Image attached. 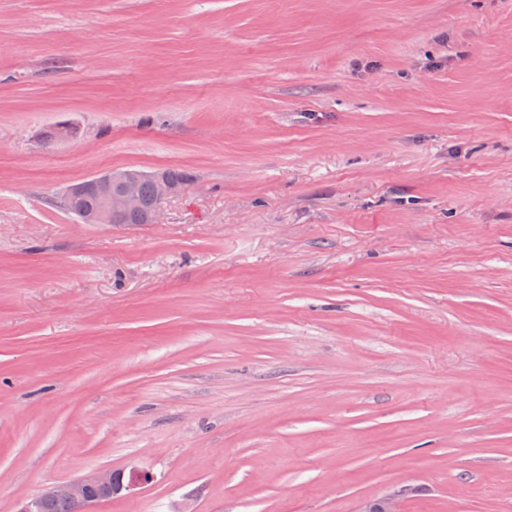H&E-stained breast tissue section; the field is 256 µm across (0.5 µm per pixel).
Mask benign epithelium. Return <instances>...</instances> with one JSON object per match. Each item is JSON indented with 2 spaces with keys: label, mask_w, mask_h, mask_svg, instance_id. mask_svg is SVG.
I'll return each instance as SVG.
<instances>
[{
  "label": "benign epithelium",
  "mask_w": 512,
  "mask_h": 512,
  "mask_svg": "<svg viewBox=\"0 0 512 512\" xmlns=\"http://www.w3.org/2000/svg\"><path fill=\"white\" fill-rule=\"evenodd\" d=\"M143 176L145 173L140 171L108 170L84 183L69 187L67 192L79 195L99 180L111 181L118 186V190L103 203L97 212L84 216L83 223L114 224L124 213L141 208L142 201L138 192V184ZM151 177L157 184L159 203L149 210L147 220L151 224H156L161 219L162 201L181 193L185 185L170 181L161 171L151 173ZM150 480L149 472L137 469L131 470L127 475L116 471L95 473L65 486L47 488L39 497L27 500L18 512H37L40 501L53 498H66L74 501L81 506L84 512H87L93 504L99 502L97 493L104 491L120 494ZM405 494L406 490L402 488L393 490L367 502L360 512H404L402 505Z\"/></svg>",
  "instance_id": "7a95c632"
}]
</instances>
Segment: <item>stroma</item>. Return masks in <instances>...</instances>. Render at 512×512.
<instances>
[{
    "mask_svg": "<svg viewBox=\"0 0 512 512\" xmlns=\"http://www.w3.org/2000/svg\"><path fill=\"white\" fill-rule=\"evenodd\" d=\"M118 168L193 180L72 221ZM134 468L92 512H512V0H0V512ZM166 172L167 177L176 182L188 184L193 179L192 174L184 170L168 169ZM145 175L154 178L157 184V192L152 180L143 179L140 181ZM167 177L163 171L146 174L138 170H108L87 179L84 183L69 187L67 189L69 194L79 195L94 184L85 194L76 198L70 205L64 204V206L67 213L76 222L85 214L95 212L84 216L82 223L114 224L124 213L141 208L142 201L138 192L140 181L141 196L148 204H155L158 195L159 202L149 210L147 215L148 222L156 224L161 219L163 201L180 194L185 188V185L172 182ZM99 180H109L113 184L109 182L96 183ZM114 184L118 186V190L112 195L116 190ZM407 489H397L367 502L359 512H404L403 498Z\"/></svg>",
    "mask_w": 512,
    "mask_h": 512,
    "instance_id": "stroma-1",
    "label": "stroma"
}]
</instances>
